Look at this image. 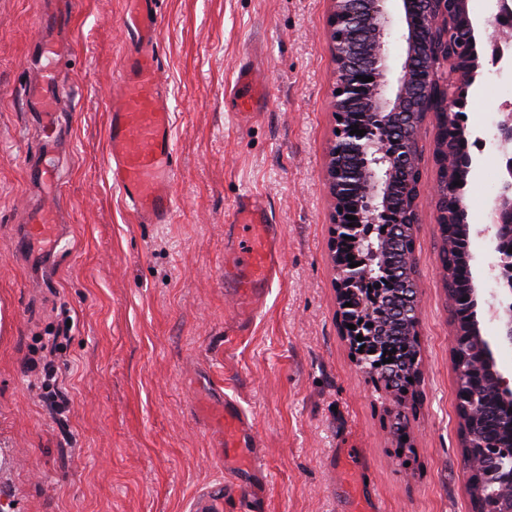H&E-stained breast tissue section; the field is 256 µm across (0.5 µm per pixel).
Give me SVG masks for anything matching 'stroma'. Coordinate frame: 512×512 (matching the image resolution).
Segmentation results:
<instances>
[{
  "mask_svg": "<svg viewBox=\"0 0 512 512\" xmlns=\"http://www.w3.org/2000/svg\"><path fill=\"white\" fill-rule=\"evenodd\" d=\"M43 0H0V512H191L197 490L224 482L223 437L205 411L233 398L252 430L251 464L271 482L261 512H472L459 444L454 327L438 269L436 212L419 200L415 254L421 374L398 439L392 403L352 360L328 247L333 202L323 181L336 123L329 0H162L159 52L175 119L176 216L139 223L107 174V113L126 52L124 0H82L66 73L74 90L62 199L67 238L52 273L34 278L15 244L32 196L24 164L38 131L17 90L29 72ZM252 63L267 105L235 113L237 67ZM467 109L469 218L494 198L487 128L512 70L478 76ZM264 197L283 263L248 332L224 265L248 231L237 200ZM487 299L496 254L470 239ZM483 336H500L488 306ZM57 340L58 415L30 372Z\"/></svg>",
  "mask_w": 512,
  "mask_h": 512,
  "instance_id": "35a3bbf8",
  "label": "stroma"
}]
</instances>
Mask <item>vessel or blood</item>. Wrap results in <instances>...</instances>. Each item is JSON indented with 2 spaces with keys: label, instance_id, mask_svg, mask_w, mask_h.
Listing matches in <instances>:
<instances>
[{
  "label": "vessel or blood",
  "instance_id": "b4317fda",
  "mask_svg": "<svg viewBox=\"0 0 512 512\" xmlns=\"http://www.w3.org/2000/svg\"><path fill=\"white\" fill-rule=\"evenodd\" d=\"M158 4L159 0L128 2L123 27L131 47L119 74L120 90L109 104L107 129L112 183L121 191L129 209L147 224L171 222L176 177L174 114L168 103L158 51ZM79 6L80 0H53L50 9L39 14L35 22L39 36L28 53L34 77L20 93L24 111L34 116L40 132L39 159L28 164V177L48 194L56 193L62 184L58 169L46 164L45 159L57 153L58 143L67 132L63 108L72 93L63 81L65 57L56 35L70 28ZM235 83L243 90L236 100L239 116H254L263 93L256 74L247 66H239ZM231 221L256 232L239 263L224 269V281L232 287L239 319L245 324L261 305L268 282L280 271L282 255L275 246L279 227L273 224L266 206L253 197L237 204ZM17 243L23 249L39 245L43 256L56 251L59 239L53 210L42 205L28 207ZM216 423L233 431L227 443L230 454L247 447L248 434L229 404H222ZM251 475V469L246 467L234 470V480L223 493L212 489L199 493L194 512H217L224 494L252 500Z\"/></svg>",
  "mask_w": 512,
  "mask_h": 512
}]
</instances>
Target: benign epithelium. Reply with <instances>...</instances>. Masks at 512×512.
Wrapping results in <instances>:
<instances>
[{
	"label": "benign epithelium",
	"instance_id": "benign-epithelium-1",
	"mask_svg": "<svg viewBox=\"0 0 512 512\" xmlns=\"http://www.w3.org/2000/svg\"><path fill=\"white\" fill-rule=\"evenodd\" d=\"M390 0H330L327 36L336 63V86L333 116L340 117L336 128L340 134L331 143L325 160L324 180L334 201L330 238L331 256L344 237L355 240L366 236V224H394L387 209L390 183L402 153L408 146H419L420 125L403 117L422 112H449L448 67L459 75L469 68L458 58L448 57V0H401L400 11L406 26L403 35L405 56L395 77L388 66V36L393 22ZM373 78L371 82L359 80ZM366 130L359 136L350 134L351 126ZM344 142L355 156L364 181V212L355 220L346 219L342 207L345 190L352 173L336 164V143ZM498 254V267L512 273V208L501 212L500 223L491 237ZM370 279L357 267L336 268V295L345 288H366ZM473 339L481 343L488 355L490 373L498 380L502 409L512 408V382L497 368L491 343L481 336L479 324L472 327ZM490 483L512 487V466L490 457Z\"/></svg>",
	"mask_w": 512,
	"mask_h": 512
}]
</instances>
